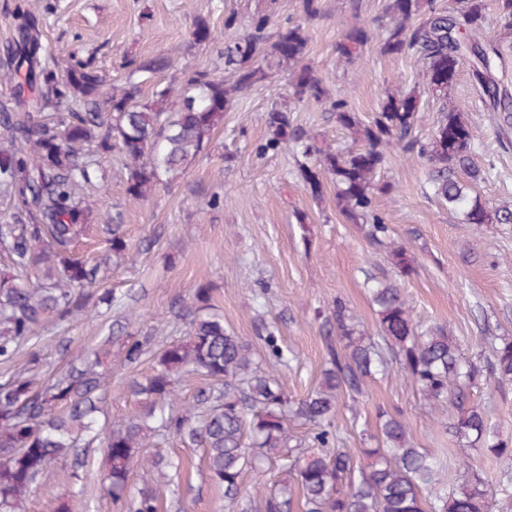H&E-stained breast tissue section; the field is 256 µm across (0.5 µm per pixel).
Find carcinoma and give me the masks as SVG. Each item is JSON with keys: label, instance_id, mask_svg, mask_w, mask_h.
Returning <instances> with one entry per match:
<instances>
[{"label": "carcinoma", "instance_id": "carcinoma-1", "mask_svg": "<svg viewBox=\"0 0 512 512\" xmlns=\"http://www.w3.org/2000/svg\"><path fill=\"white\" fill-rule=\"evenodd\" d=\"M388 22L380 51L418 55L425 60L426 77L441 101L440 120L423 142L413 135L419 120L414 93L389 95L372 121L362 123L343 98H332L321 78L305 62L307 37L301 24L284 27L270 45L263 32L272 14L260 12L220 51L227 77L195 71L178 88L158 85L152 99H141V86L104 91V81L89 61L69 56L41 62L39 21L19 4L13 12L19 40L6 50L0 82L13 85L10 106L0 107V128L8 146L0 147V190L9 195L13 213L0 223V250L10 271L0 275V365H15L21 350L26 362L0 379V512H18L29 490L57 461L73 458L74 477L82 459L80 448L103 439L109 462L105 481L112 500L124 512H158L163 486L174 464L161 456L148 458L141 449L166 435L204 450L210 477L224 487V498L238 512H251L255 499L263 512H288L298 490L305 512H512V468L499 477L496 498L489 501L482 481L474 477L447 493L439 462L411 443L400 415L377 414L375 446L360 449L366 465L339 447L336 408L343 395L363 396L369 380L396 363L428 404L451 407L456 435L481 445L497 457H511L508 441L488 424L485 414L469 401V389L485 375L499 383L512 381V340L495 351V361L483 370L462 354L443 326L423 328L395 282L377 281L369 293L379 319L380 340L365 333L347 304L338 299L323 322L333 337L327 342V367L305 397L288 396L275 371L257 360L252 343L230 328L210 304V291L198 288L188 311L186 336L159 352L156 366L134 375L127 388L138 410L112 423L105 433L98 425L102 399L110 387L108 364L112 351L104 346L79 367H71L39 382L37 328L73 321L80 314L112 306V292L96 286L100 268L134 261L121 225L105 227L104 246L89 261L76 250L90 225L93 201L84 186L102 177V158L112 153L127 165L126 193L139 203L160 186L184 173L210 144L214 129L224 120L231 100L273 76L269 59L292 69L289 98L298 103L328 106L336 121L352 135L354 147L340 152L320 146L316 137L293 123L291 105L274 104L263 113L267 129L261 151L292 145L312 164L301 165L305 189L316 199L323 174L336 183V206L350 221L362 224L375 243L389 232L375 211L377 191L390 188L377 180L385 163V148L396 143L403 153L426 161L434 194L464 223L512 224V208L491 209L471 198L458 178L462 171L473 181L481 178L472 166L474 148L469 122L448 107V91L458 71L447 67L455 57L460 67L470 64L493 108L512 119V98L492 77L491 58L500 44H481L472 32L484 23L483 0H453L446 9L435 0H387ZM420 17L414 24V17ZM497 23L512 30V0H499ZM373 39L366 25L355 22L338 43V55L352 61ZM209 26L198 21L191 32L195 45L212 43ZM167 57H155L136 71L153 74L170 67ZM56 112L58 122L38 119ZM390 257L398 276L415 270V259L404 246ZM269 362L286 367L291 361L273 330L265 329ZM149 338L127 336L122 363L135 369ZM202 376L209 385L199 392V406L179 404V384ZM313 427L308 441L294 435L290 422ZM286 475L277 487L261 482L252 489L242 480L264 464ZM157 475L131 488L134 469Z\"/></svg>", "mask_w": 512, "mask_h": 512}]
</instances>
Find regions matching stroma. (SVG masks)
I'll return each mask as SVG.
<instances>
[{"instance_id": "1", "label": "stroma", "mask_w": 512, "mask_h": 512, "mask_svg": "<svg viewBox=\"0 0 512 512\" xmlns=\"http://www.w3.org/2000/svg\"><path fill=\"white\" fill-rule=\"evenodd\" d=\"M30 5L41 19L44 57L76 54L91 61L109 86L125 84L139 63L162 55L171 57L174 67L157 73L153 83L169 84L185 69L223 75L220 43L191 44L193 25L206 21L230 40L236 32L224 27L229 14H236L243 26L252 14L266 10L273 15L266 43L275 41L278 25L302 24L307 63L329 94L344 98L362 122L372 120L387 95L411 91L422 107L418 137L429 138L440 116V103L425 82L424 60L380 51L377 37L386 21V0H320L321 13L312 19L305 17L302 0H30ZM484 5L485 24L476 38L500 41L502 57L494 76L512 94V38L504 37L496 24L498 0H484ZM357 18L375 39L347 64L336 46ZM272 72L271 82L252 87L227 108L206 153L149 199L129 201L125 163L116 155L106 158L104 180L87 192L96 211L79 252L95 255L103 239L101 225L119 224L137 254L134 262L101 274L103 286L120 297L119 305L63 326L42 327L39 349L42 372L49 375L79 362L104 340L117 347L129 332L149 337L137 370L113 359L106 421L136 411L125 389L128 379L133 372L151 371L165 344L183 336V315L199 287L210 288L225 327L249 339L257 358H266L263 335L266 327L274 328L279 345L295 354L280 371L295 398L316 385L325 367L326 328L320 314L335 300L346 302L370 334L379 330L367 288L396 277L387 245L371 242L341 215L331 176H324L323 194L314 198L303 186L299 153L289 148L258 151L267 138L262 113L288 99L290 69L276 65ZM153 83L143 84V100H150ZM450 98L472 127L473 160L486 173L485 180L470 183V195L493 207L512 206V125L491 111L470 68L460 70ZM291 116L335 149L352 143L325 107L298 103ZM428 172L425 162L408 158L397 145L387 146L381 178L391 189L376 194L374 205L389 227V243L404 246L416 260L414 273L403 283L416 322L446 326L466 357L487 362L496 346L512 338V224L477 228L463 223L434 195ZM216 194L222 202L214 207L210 199ZM471 399L511 441L512 383L478 380ZM381 409L401 413L414 445L439 459L448 489L458 487L471 471L487 488H495L505 459L462 447L397 369L370 382L358 400L341 397L336 425L345 447L355 451L368 442ZM149 452L182 464L159 512H228L224 489L210 478L201 449L168 436ZM71 473L70 460L55 464L32 487L23 512H52L62 501L70 512H120L104 486L101 445L86 450L80 479Z\"/></svg>"}]
</instances>
